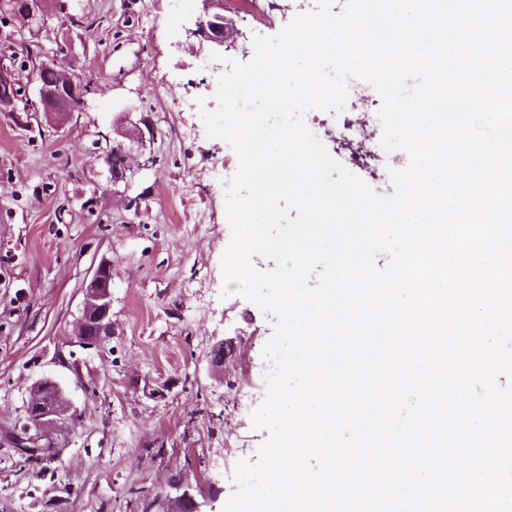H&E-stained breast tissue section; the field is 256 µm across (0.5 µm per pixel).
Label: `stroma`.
I'll return each mask as SVG.
<instances>
[{
  "label": "stroma",
  "mask_w": 512,
  "mask_h": 512,
  "mask_svg": "<svg viewBox=\"0 0 512 512\" xmlns=\"http://www.w3.org/2000/svg\"><path fill=\"white\" fill-rule=\"evenodd\" d=\"M45 0L35 31L15 20L0 53L71 52L87 93L65 120L0 111V512H130L129 489L163 493L182 476L224 512L239 461L256 463L269 433L236 407L254 405L274 318L240 294H225L222 257L231 240L227 193L216 166L238 156L184 102L212 110L204 66L252 61L255 36H273L293 16L249 12L224 0L235 30L223 55L193 29L200 0ZM93 18L88 29L68 14ZM148 122V150L126 141L128 180L115 185L103 160L131 124ZM140 197L139 210L127 197ZM112 265V329L85 346L75 329L84 286ZM235 352L213 365L217 341ZM59 381L72 418L44 435L55 460L24 461L11 440L36 381Z\"/></svg>",
  "instance_id": "stroma-1"
}]
</instances>
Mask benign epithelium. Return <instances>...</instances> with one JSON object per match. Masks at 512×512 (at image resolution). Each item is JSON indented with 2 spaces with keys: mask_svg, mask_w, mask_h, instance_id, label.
<instances>
[{
  "mask_svg": "<svg viewBox=\"0 0 512 512\" xmlns=\"http://www.w3.org/2000/svg\"><path fill=\"white\" fill-rule=\"evenodd\" d=\"M44 0H22L10 12L13 19L20 18L33 24L42 11ZM203 16L196 24L194 34L217 47L224 46L227 38L224 22L223 0H201ZM8 55L0 57V108L12 107L16 101L29 97V89L23 85L16 69L6 62ZM58 67L54 68L56 81L52 89L36 85L39 104L45 112L62 115L67 112L62 103L84 93L85 86L77 79L70 65V54L61 52L54 59ZM106 163L112 173V184L126 179L127 152L124 146L117 143L106 155ZM85 301L81 317L77 321L76 334L88 340L94 339L90 329L97 323L103 327L112 326V264L104 261L95 270L84 288ZM42 382H36L30 388L28 408L34 414L28 418L23 434L18 436L17 445L22 452L39 450L37 437L31 434L32 429L40 430L58 419L72 417L73 406L64 389H59L54 403L48 407L41 405ZM166 510L164 512H208V498L189 480L183 479L170 485V491L164 495Z\"/></svg>",
  "mask_w": 512,
  "mask_h": 512,
  "instance_id": "1",
  "label": "benign epithelium"
}]
</instances>
